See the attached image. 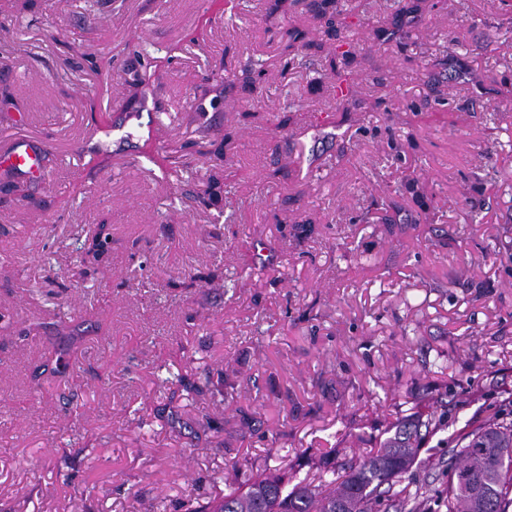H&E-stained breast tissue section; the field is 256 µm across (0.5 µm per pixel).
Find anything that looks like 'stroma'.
Instances as JSON below:
<instances>
[{
	"instance_id": "35a3bbf8",
	"label": "stroma",
	"mask_w": 512,
	"mask_h": 512,
	"mask_svg": "<svg viewBox=\"0 0 512 512\" xmlns=\"http://www.w3.org/2000/svg\"><path fill=\"white\" fill-rule=\"evenodd\" d=\"M271 2L0 0V140L46 167L0 175V512H186L273 455L369 454L447 387L409 476L439 493L460 431L512 402V14L451 0L397 45L385 0H339V112L336 40L293 11L316 46L286 55ZM75 329L66 375H39ZM344 44L336 45L333 54L329 58V67L336 76V109L346 112L354 105L351 98L350 84L348 83V65L353 59L351 46L344 49ZM108 231V225L101 224L96 236L85 243L83 252L86 256V262L90 265H99L107 260L112 242L111 233Z\"/></svg>"
}]
</instances>
